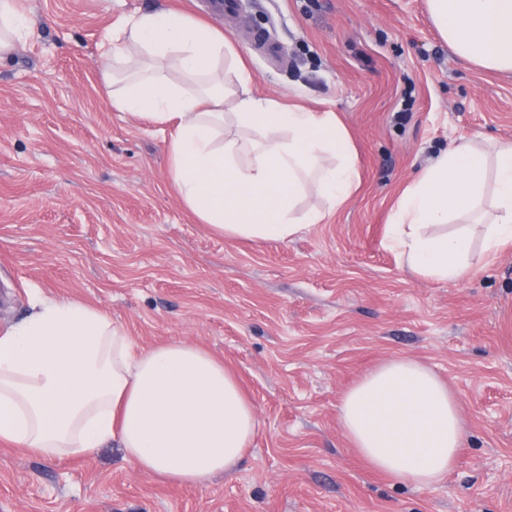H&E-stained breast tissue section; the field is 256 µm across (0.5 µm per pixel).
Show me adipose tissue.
Listing matches in <instances>:
<instances>
[{
  "label": "adipose tissue",
  "mask_w": 512,
  "mask_h": 512,
  "mask_svg": "<svg viewBox=\"0 0 512 512\" xmlns=\"http://www.w3.org/2000/svg\"><path fill=\"white\" fill-rule=\"evenodd\" d=\"M449 48L512 74V0H427ZM30 33L18 0H0V55ZM112 108L174 126L168 165L185 205L227 238L285 242L325 218L301 208L315 188L340 207L359 182L337 113L255 97L222 31L174 10L126 20L104 39ZM180 73L165 75V67ZM256 138L224 135V110ZM467 217L452 234L437 226ZM485 251L512 243V142L481 137L448 148L400 193L386 242L411 273L461 281ZM342 430L375 470L428 487L454 469L464 439L456 395L419 361L396 357L353 385ZM260 420L235 372L204 348L171 340L138 348L111 316L44 299L0 332V444L45 457L94 455L117 444L140 471L185 486L242 464Z\"/></svg>",
  "instance_id": "obj_1"
}]
</instances>
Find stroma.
Returning a JSON list of instances; mask_svg holds the SVG:
<instances>
[{"label":"stroma","instance_id":"35a3bbf8","mask_svg":"<svg viewBox=\"0 0 512 512\" xmlns=\"http://www.w3.org/2000/svg\"><path fill=\"white\" fill-rule=\"evenodd\" d=\"M28 38L0 58V331L43 298L109 313L148 348L173 339L237 372L262 426L240 469L179 486L106 446L49 458L0 444V512H512V244L436 282L386 245L396 199L463 137L512 141V75L441 39L426 0H22ZM174 9L223 30L261 98L335 112L360 183L301 238L214 234L168 168L172 125L114 111L100 42ZM456 393L464 444L441 482L371 469L343 393L395 357Z\"/></svg>","mask_w":512,"mask_h":512}]
</instances>
